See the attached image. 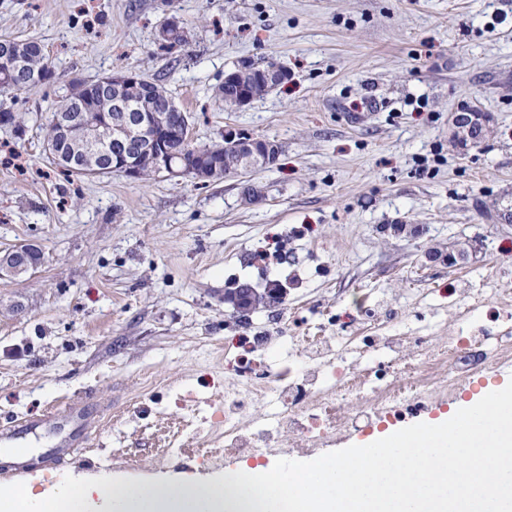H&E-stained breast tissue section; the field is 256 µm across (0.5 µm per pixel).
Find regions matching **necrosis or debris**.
<instances>
[{"label": "necrosis or debris", "mask_w": 512, "mask_h": 512, "mask_svg": "<svg viewBox=\"0 0 512 512\" xmlns=\"http://www.w3.org/2000/svg\"><path fill=\"white\" fill-rule=\"evenodd\" d=\"M457 336L437 342L426 329L376 325L366 335L298 321L280 336H235L224 363V449L252 458L277 452L284 437L315 451L338 428H357L400 406L453 400L463 384L512 364V331L458 313ZM356 412H348V405Z\"/></svg>", "instance_id": "1"}]
</instances>
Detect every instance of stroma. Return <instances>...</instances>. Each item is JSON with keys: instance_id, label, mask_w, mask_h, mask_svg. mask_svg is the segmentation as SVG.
Here are the masks:
<instances>
[{"instance_id": "1", "label": "stroma", "mask_w": 512, "mask_h": 512, "mask_svg": "<svg viewBox=\"0 0 512 512\" xmlns=\"http://www.w3.org/2000/svg\"><path fill=\"white\" fill-rule=\"evenodd\" d=\"M171 12L189 42L163 54L156 37ZM0 35L40 41L55 71L51 84L0 97L24 116L21 132L0 128V249L45 254L36 272L0 279V423L76 394L104 407L72 461H37L20 483L246 464L155 455L187 415L220 440L224 339L243 331L276 336L295 316L329 330L358 309L355 331L392 318L444 339L468 305L505 329L496 315L512 297V224L485 214L512 202V0H0ZM244 59L290 77L231 111L215 89ZM125 71L163 80L192 117L193 143L246 133L280 144L278 162L207 182L63 175L43 124L73 76ZM464 104L491 131L463 147L450 116ZM464 242L465 263L428 257ZM274 277L291 285L282 305L232 315L225 289ZM448 410H405L334 446Z\"/></svg>"}]
</instances>
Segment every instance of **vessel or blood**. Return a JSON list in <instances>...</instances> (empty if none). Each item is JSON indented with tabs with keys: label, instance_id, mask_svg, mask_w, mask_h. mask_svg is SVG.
Masks as SVG:
<instances>
[{
	"label": "vessel or blood",
	"instance_id": "obj_1",
	"mask_svg": "<svg viewBox=\"0 0 512 512\" xmlns=\"http://www.w3.org/2000/svg\"><path fill=\"white\" fill-rule=\"evenodd\" d=\"M99 410L95 397L86 395L55 407L45 418L10 422L0 426V446L12 448L44 427H51L55 438L45 451L49 464L60 466L84 442L86 429Z\"/></svg>",
	"mask_w": 512,
	"mask_h": 512
}]
</instances>
